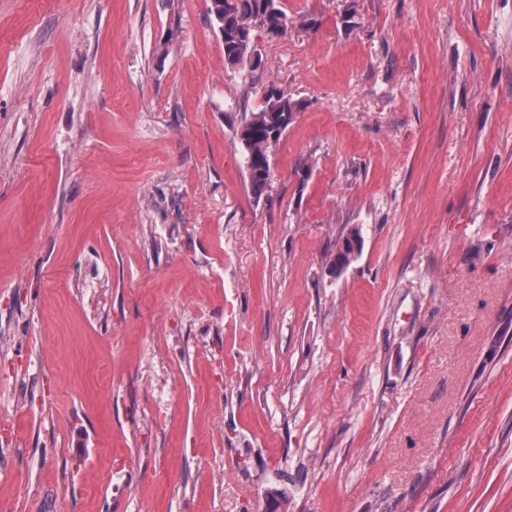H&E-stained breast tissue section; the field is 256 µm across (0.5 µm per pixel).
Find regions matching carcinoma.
I'll return each mask as SVG.
<instances>
[{
  "mask_svg": "<svg viewBox=\"0 0 512 512\" xmlns=\"http://www.w3.org/2000/svg\"><path fill=\"white\" fill-rule=\"evenodd\" d=\"M208 13L217 27L224 30V61L237 71L254 72L261 55L254 43L255 29L268 35L281 36L288 31V15L281 0H208ZM300 105L277 87L269 86L262 108L244 115L236 137L240 144L243 164L248 166V182L252 198L260 202L267 196L273 181L272 152L281 135L294 122ZM361 242V232L350 226L339 237L336 251L328 262L337 273L356 258L355 246Z\"/></svg>",
  "mask_w": 512,
  "mask_h": 512,
  "instance_id": "carcinoma-1",
  "label": "carcinoma"
}]
</instances>
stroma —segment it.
Instances as JSON below:
<instances>
[{
	"instance_id": "stroma-1",
	"label": "stroma",
	"mask_w": 512,
	"mask_h": 512,
	"mask_svg": "<svg viewBox=\"0 0 512 512\" xmlns=\"http://www.w3.org/2000/svg\"><path fill=\"white\" fill-rule=\"evenodd\" d=\"M282 2L0 0V512H512V0ZM208 13L218 28L224 29V61L235 71L255 72L261 55L253 34L260 28L268 35L288 31V15L281 0H208ZM266 91L262 108L257 112H245L236 137L246 169L252 198L259 203L267 196L273 181L272 152L281 135L294 122L300 105L271 85ZM274 134L273 141L270 136ZM361 238V232L357 226L352 225L348 227L339 237V241L336 245V251L331 254V258L328 262L329 269L336 273H340L348 267L360 251L359 248L356 253L354 252L355 246L359 244V242L361 244Z\"/></svg>"
}]
</instances>
